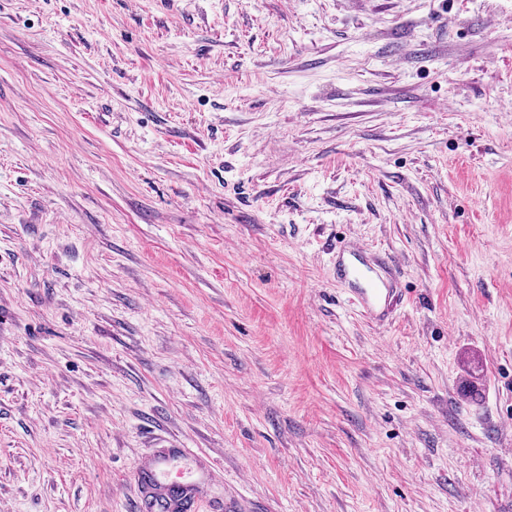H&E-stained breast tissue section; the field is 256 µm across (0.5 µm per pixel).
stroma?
Listing matches in <instances>:
<instances>
[{"mask_svg":"<svg viewBox=\"0 0 512 512\" xmlns=\"http://www.w3.org/2000/svg\"><path fill=\"white\" fill-rule=\"evenodd\" d=\"M161 439L195 512H512V0H0V512ZM336 282L343 285L364 315L383 322L399 294L398 267L389 255L371 256L363 245L342 246L336 259Z\"/></svg>","mask_w":512,"mask_h":512,"instance_id":"35a3bbf8","label":"stroma"}]
</instances>
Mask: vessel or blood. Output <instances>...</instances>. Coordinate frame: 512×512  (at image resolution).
Segmentation results:
<instances>
[{
    "label": "vessel or blood",
    "mask_w": 512,
    "mask_h": 512,
    "mask_svg": "<svg viewBox=\"0 0 512 512\" xmlns=\"http://www.w3.org/2000/svg\"><path fill=\"white\" fill-rule=\"evenodd\" d=\"M336 281L348 290L364 315L379 323L385 320L399 294L396 261L388 255L371 256L366 247L357 243L340 248ZM172 467L171 454L164 452L139 470L148 512H190L198 484L173 476Z\"/></svg>",
    "instance_id": "vessel-or-blood-1"
}]
</instances>
